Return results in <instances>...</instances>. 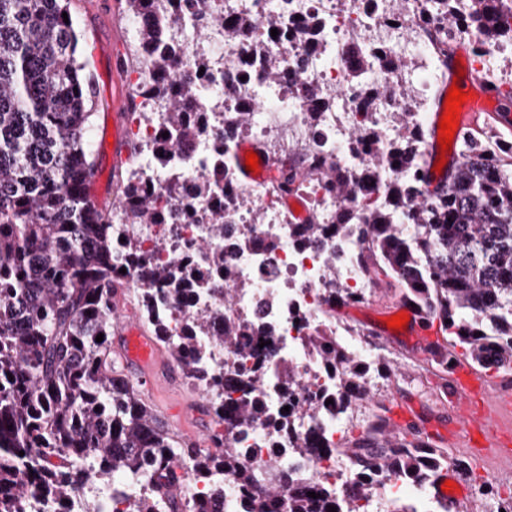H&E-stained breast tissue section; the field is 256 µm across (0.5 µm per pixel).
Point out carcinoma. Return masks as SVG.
<instances>
[{"mask_svg":"<svg viewBox=\"0 0 512 512\" xmlns=\"http://www.w3.org/2000/svg\"><path fill=\"white\" fill-rule=\"evenodd\" d=\"M176 10L157 17L151 0H126L139 47L152 49L151 66L159 83L155 92L168 99L167 119L177 132L174 148L193 142L200 132L186 81L203 83V59L183 77L165 46L167 30L186 8L209 13V0H171ZM468 25L489 39L512 37L499 23L498 0H468ZM69 0H0V512H27L31 498H42L66 512L74 486L92 477L105 485L117 477L144 484L146 491L128 501L127 512H222L224 486L231 476L249 502L248 512H364L365 483L340 498L330 489H312L286 481L276 458L254 469L241 458L237 430L267 415L244 387L257 388L263 373L243 370L228 382L209 386L198 337L213 339L259 359L247 342L252 327L234 316L202 311L175 338L165 335L152 290L180 278L188 294L210 275H219L227 295L245 288L224 252L211 250L209 270L192 273L182 262L158 263L142 241L125 236L124 259L150 283L139 297L141 319L168 351L184 377L210 389L207 410L223 431L213 435L217 451L189 445L162 426L131 380L110 358L114 298L125 283L114 276L110 213L99 208L91 186L97 163L89 135L96 98L92 74L76 53L81 37L73 18L65 19ZM224 41L248 44L262 61L261 79L276 82L283 69L269 45L251 40L248 25L224 21ZM354 69L405 68L406 59L380 56L360 47L351 50ZM404 87H373L364 102L369 125L351 141L362 151L381 137L374 111L383 97L402 104ZM393 150L389 162L410 173L421 171L423 155L414 152L408 113H393ZM460 161L448 169L445 185L418 209L406 210L423 181L392 188L393 207L365 210L358 234L369 242L359 260L368 275L391 274L407 303L448 331V346L433 353L452 371L459 359L478 366L512 370V158L494 160L485 141L468 135ZM336 194L348 192L347 175L317 171ZM302 181L292 169L281 172L279 190L290 194ZM122 199L133 224H162L151 194L127 174ZM352 233L345 212L334 224H302V240L317 242ZM224 234V212L209 218V238ZM103 341H96L97 335ZM305 344L338 374L341 411L364 401L360 368L351 353L330 346L325 336H307ZM383 418L368 426L354 447L341 448L362 478L383 481L418 479L432 483L453 465L473 474L470 462L448 459L428 441L392 440ZM24 455H19V452ZM205 492L185 499V476ZM315 491L317 497L308 496Z\"/></svg>","mask_w":512,"mask_h":512,"instance_id":"cac0c4a2","label":"carcinoma"}]
</instances>
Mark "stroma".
<instances>
[{
    "label": "stroma",
    "mask_w": 512,
    "mask_h": 512,
    "mask_svg": "<svg viewBox=\"0 0 512 512\" xmlns=\"http://www.w3.org/2000/svg\"><path fill=\"white\" fill-rule=\"evenodd\" d=\"M112 2L70 0L69 3L70 13L82 34L77 56L79 60L87 62L97 87L91 133L98 148L99 173L93 184V192L98 202L106 206L112 205L118 198L116 184L111 178L112 144L126 132L125 127L112 118L113 100L115 95L131 94L132 87L128 81L114 80L111 53L92 55L90 43L94 40L111 43L112 30L116 27L122 32V51H129L135 40L126 16L113 15ZM403 303L398 284L380 274L373 279L368 300L342 306L336 312L337 319L360 329L363 342L371 347L374 355L389 362L394 370L391 379L378 380L370 399L350 428V437H359L372 414L383 412L389 418L390 428L397 439H420L438 427L436 411L451 406L449 397L458 383L456 374L441 371L428 346L416 337L389 336L382 332L388 318L396 315ZM152 378L159 393L158 399L151 402L156 414L180 438L207 447L214 424L200 390L184 378L168 356L155 366ZM401 401L414 408L412 418L406 422L396 417V407ZM445 448L449 456L469 459L476 473L487 475L499 489L498 495L493 496L468 487L465 503L452 505L451 512H497L499 495L507 494L512 489V461L469 456L464 439L459 435L447 441Z\"/></svg>",
    "instance_id": "stroma-1"
}]
</instances>
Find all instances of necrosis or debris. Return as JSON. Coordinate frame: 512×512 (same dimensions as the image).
I'll list each match as a JSON object with an SVG mask.
<instances>
[{"label":"necrosis or debris","instance_id":"obj_1","mask_svg":"<svg viewBox=\"0 0 512 512\" xmlns=\"http://www.w3.org/2000/svg\"><path fill=\"white\" fill-rule=\"evenodd\" d=\"M277 2L282 28L293 27L297 18L309 17L315 29L309 42L294 38L274 41L286 71L285 79L276 84L254 74L225 82L231 61L248 57L250 51L244 45L227 46L223 27L211 21L215 15L239 19L248 24L255 39H271L265 22L266 0H210L211 17L185 12L171 27L169 45L183 50L180 72L190 71L198 58L207 61L210 82L191 89L202 131L188 153L174 151L166 99L143 97L140 111L130 121L138 150L133 172L140 183L151 187L155 204L167 220L134 226L128 222L125 206L117 204L112 208V222L117 228L136 233L144 247L162 241L159 260L185 258L194 269L201 270L208 264L207 251L201 246L207 236L208 218L214 210H223L224 237L219 246L246 288L236 293L229 305L224 302L222 282L215 280L180 300L164 301L166 333L183 335L189 316L203 310L227 308L248 320L255 338L269 341L272 351L262 361L267 376L258 389L271 417L253 423L245 431L241 442L243 461L261 468L269 458H277L293 476L313 486L330 485L343 496L359 485L351 459L336 451L348 418L335 405L341 397L335 375L326 371L322 360L304 346L302 339L317 330L331 336L360 358L367 368L363 385L373 387V355L349 338L329 301L332 288L338 284L360 296L370 295L372 281L358 262L368 243L355 235L331 236L308 246L302 243L298 228L312 221L335 223L340 211L349 214L351 223H360L363 209L389 203L392 186L404 178L400 167L383 162L391 150L390 137H382L362 153L349 149L364 124L362 101L371 87L405 86L409 91L408 110L418 128L435 109L431 84L449 53L465 51L470 71L487 75L493 61L512 57V41L486 40L464 24L447 30L434 0ZM194 27L205 29V39L187 40L186 29ZM351 45L411 58L412 66L406 70H368L361 78H352L344 58L345 49ZM308 91L317 92L325 104L314 124L308 123L304 114V94ZM246 111L253 112L256 119L249 130H237L231 119ZM245 144L256 152L260 162L250 182L241 179L237 166L223 162L225 155L237 153ZM329 166L350 174L348 197L336 196L316 179L286 196L277 190L278 170ZM366 173L373 175V185H363L361 177ZM203 176L215 184L206 197L196 193V183ZM175 179L183 186L182 195L176 199L167 192L168 182ZM240 196L251 199L252 210L236 207L235 200ZM257 211L262 214L258 221L253 218ZM283 358L296 369L295 385L287 394L274 372L276 361ZM311 398L319 400L321 407L309 418L303 416L302 406ZM288 405L293 408L289 427H274L272 417ZM309 434L315 435L319 452H293L295 437ZM142 490V485L136 483L117 490L102 488L89 479L76 487L66 509L85 512L84 501L91 493L96 498L94 512H115L121 496L131 497ZM397 494L409 495L417 512H438L447 500L446 495L426 493L420 485L376 479L367 491L368 512H382Z\"/></svg>","mask_w":512,"mask_h":512}]
</instances>
